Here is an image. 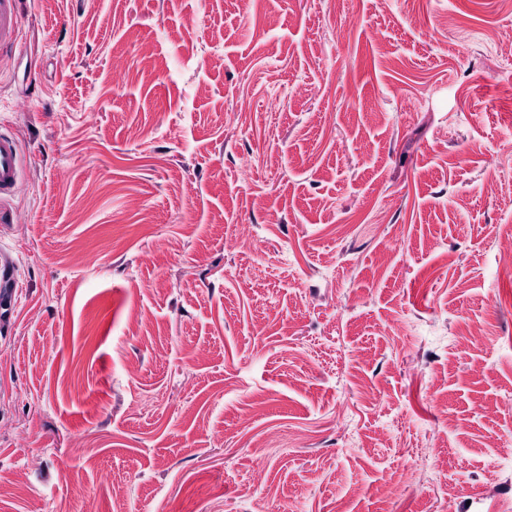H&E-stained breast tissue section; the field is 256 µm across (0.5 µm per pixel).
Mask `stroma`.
<instances>
[{"instance_id":"obj_1","label":"stroma","mask_w":512,"mask_h":512,"mask_svg":"<svg viewBox=\"0 0 512 512\" xmlns=\"http://www.w3.org/2000/svg\"><path fill=\"white\" fill-rule=\"evenodd\" d=\"M501 34L500 0H14L0 512H512Z\"/></svg>"}]
</instances>
